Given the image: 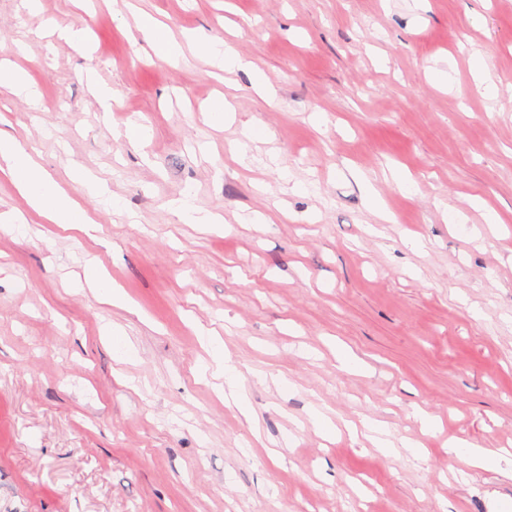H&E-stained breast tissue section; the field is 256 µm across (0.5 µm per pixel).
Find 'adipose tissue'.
<instances>
[{
  "instance_id": "1",
  "label": "adipose tissue",
  "mask_w": 512,
  "mask_h": 512,
  "mask_svg": "<svg viewBox=\"0 0 512 512\" xmlns=\"http://www.w3.org/2000/svg\"><path fill=\"white\" fill-rule=\"evenodd\" d=\"M0 175L27 197L34 212L52 223L79 229L92 224L88 214L59 186L15 136L0 131Z\"/></svg>"
}]
</instances>
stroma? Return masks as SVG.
<instances>
[{
    "label": "stroma",
    "instance_id": "stroma-1",
    "mask_svg": "<svg viewBox=\"0 0 512 512\" xmlns=\"http://www.w3.org/2000/svg\"><path fill=\"white\" fill-rule=\"evenodd\" d=\"M84 24L89 57L55 33ZM1 59L40 99L0 87V130L95 228L44 222L0 177L25 219L0 230V512H512V0H0ZM185 193L223 223L179 222ZM452 439L509 454L471 469ZM137 28L159 58L178 60L181 55L180 47L170 38L166 27L156 21L152 15L146 12L141 13ZM199 50L208 57L211 65L220 70L236 68L250 71L251 64L243 59L232 47L222 40L202 39L198 43ZM85 279L97 289L98 294L102 298L112 300L113 303L122 301L120 294L114 291V289L112 290V285H110L107 278L95 264H89L86 266ZM215 370L214 373L218 377H224L228 384L229 393H224L225 400H228L229 397L232 398L235 405H237L242 413V415L247 419H251L250 413L244 406V399L241 394L238 392V376L236 374L235 368L232 367L231 361L224 357L223 353H215L214 356Z\"/></svg>",
    "mask_w": 512,
    "mask_h": 512
}]
</instances>
